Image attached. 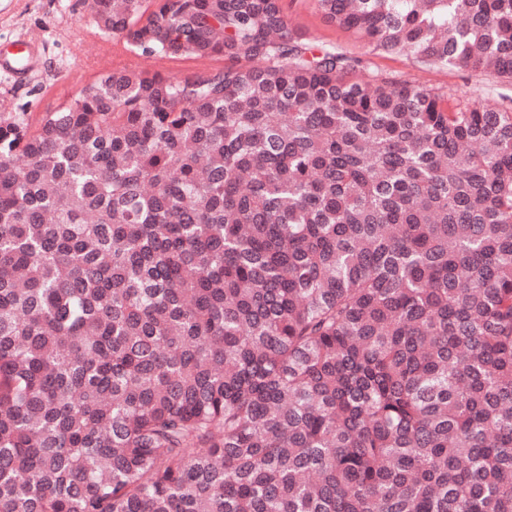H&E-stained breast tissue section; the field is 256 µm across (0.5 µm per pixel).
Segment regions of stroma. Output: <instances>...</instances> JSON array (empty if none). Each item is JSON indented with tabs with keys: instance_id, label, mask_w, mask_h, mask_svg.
<instances>
[{
	"instance_id": "1",
	"label": "stroma",
	"mask_w": 512,
	"mask_h": 512,
	"mask_svg": "<svg viewBox=\"0 0 512 512\" xmlns=\"http://www.w3.org/2000/svg\"><path fill=\"white\" fill-rule=\"evenodd\" d=\"M288 26L315 46L333 47L362 63L363 76H381L448 93L465 101L492 104L512 98V83L461 68H427L404 55L373 51L352 32L329 23L316 0H284ZM30 43L35 57L22 71L0 68V112L28 107L35 114L55 111L74 83L102 70L153 72V60L126 50L96 33L92 0H0V47Z\"/></svg>"
}]
</instances>
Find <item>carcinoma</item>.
Returning a JSON list of instances; mask_svg holds the SVG:
<instances>
[{"label": "carcinoma", "instance_id": "1", "mask_svg": "<svg viewBox=\"0 0 512 512\" xmlns=\"http://www.w3.org/2000/svg\"><path fill=\"white\" fill-rule=\"evenodd\" d=\"M512 81V0H316ZM168 76L0 113V512H512V99L283 0H94ZM288 26L315 46L335 47L362 61V79L375 75L420 85L465 101L486 104L512 98V84L491 74L461 68H426L405 55L373 51L352 32L329 23L317 8L316 0H284ZM224 66V59L213 61H194V60H171L167 61L166 69L161 70L166 75H180L188 72L201 71L204 69L217 68Z\"/></svg>", "mask_w": 512, "mask_h": 512}]
</instances>
